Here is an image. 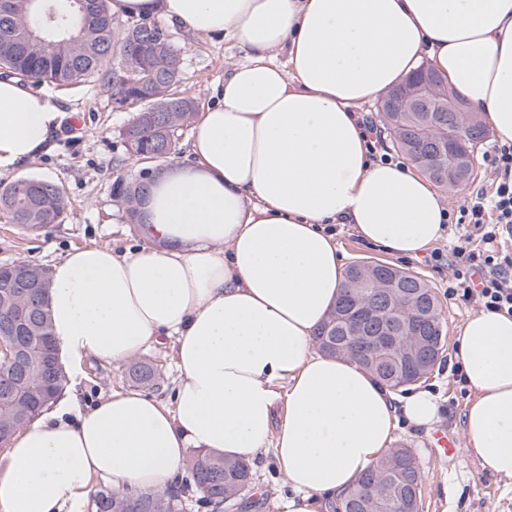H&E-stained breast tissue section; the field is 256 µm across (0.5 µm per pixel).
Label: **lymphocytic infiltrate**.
Listing matches in <instances>:
<instances>
[{
    "label": "lymphocytic infiltrate",
    "instance_id": "1",
    "mask_svg": "<svg viewBox=\"0 0 512 512\" xmlns=\"http://www.w3.org/2000/svg\"><path fill=\"white\" fill-rule=\"evenodd\" d=\"M494 190L469 195L463 205L448 210V221L464 227L447 261L449 299L483 311L512 314V250L502 241L512 237V145L495 147L491 158Z\"/></svg>",
    "mask_w": 512,
    "mask_h": 512
}]
</instances>
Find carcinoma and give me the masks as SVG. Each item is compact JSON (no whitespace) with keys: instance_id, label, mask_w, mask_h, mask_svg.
I'll return each mask as SVG.
<instances>
[{"instance_id":"obj_1","label":"carcinoma","mask_w":512,"mask_h":512,"mask_svg":"<svg viewBox=\"0 0 512 512\" xmlns=\"http://www.w3.org/2000/svg\"><path fill=\"white\" fill-rule=\"evenodd\" d=\"M86 4L94 9L84 12L79 0H11V9L0 11V70L5 75L31 77L59 86L93 77L122 104H135L138 98L151 96V111L138 112L125 129L126 145L132 155L142 159L152 153L169 156L175 150L176 139H167V133L175 135L189 123L196 104L177 91L179 78L169 76L163 58L154 56L150 32H161L162 25L140 19L136 24L143 31L118 47L112 41L113 16L107 0H86ZM30 16L38 19L37 25L28 22ZM33 30L52 38L55 47L44 51L32 43ZM117 53L131 66L127 83L114 78ZM428 71L425 66L419 68L383 99L382 118L396 146L413 162L423 157L447 160L444 165L425 170L432 181L439 185L454 181L463 186L470 179L471 157L476 145L485 139V130L477 117L452 111L459 96L448 91L443 79L428 105L419 109L409 105L405 100L407 88ZM147 189L145 173L135 180L113 184L112 195L120 201L127 223H141L132 198ZM65 207L64 193L53 180L29 176L0 185V209L9 212L13 222L25 229L37 230L57 223ZM27 266L39 268L27 262L0 264V325L32 304L36 306L30 316L32 333L42 337V342L28 352L34 369L28 397L18 402L0 399V435L15 434L47 407L40 398L43 385H49L57 396L66 381L63 371H54L47 377L41 372L43 362L53 358L55 348L48 311L50 283H45L41 295L32 302L20 296L12 301L1 296L12 287L15 271ZM378 280L400 289L389 306L377 310L374 316V323L382 328L381 335L398 337L393 349L376 338L370 325L357 321L359 310L376 303ZM424 336L442 348L441 311L432 289L402 269L361 263L348 268L343 294L314 341L324 353L349 356L383 387L395 391L416 384L434 371L437 354L426 368L413 362ZM158 376L157 368L151 364L137 363L132 367V378L138 384L154 386ZM409 457L407 448L391 449L361 474L352 489L339 496L333 512H411L409 498L413 488L421 486L422 476L418 467H407L405 460ZM186 468L185 486L195 488L212 512H239L245 507L244 494L252 479L248 462L192 450ZM180 504L181 492L175 487L163 494L114 491L97 498L98 512H179Z\"/></svg>"}]
</instances>
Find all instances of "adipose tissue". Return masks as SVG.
Listing matches in <instances>:
<instances>
[{
    "instance_id": "obj_1",
    "label": "adipose tissue",
    "mask_w": 512,
    "mask_h": 512,
    "mask_svg": "<svg viewBox=\"0 0 512 512\" xmlns=\"http://www.w3.org/2000/svg\"><path fill=\"white\" fill-rule=\"evenodd\" d=\"M112 12L223 32L247 53L199 119L191 161L149 182L154 248H77L50 271L64 359L119 363L165 336L178 381L169 405L139 391L85 411L73 395L55 402L0 452V512H82L99 479L162 491L192 449L272 451L292 491L284 512H318L386 453L399 419H438L429 391L396 399L312 348L344 284L326 225L411 258L445 234L441 194L413 162L370 160L360 109L426 60L511 143L512 0H112ZM61 117L0 78V172L48 151ZM454 350L467 451L512 479V315L468 318Z\"/></svg>"
}]
</instances>
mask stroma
<instances>
[{"mask_svg": "<svg viewBox=\"0 0 512 512\" xmlns=\"http://www.w3.org/2000/svg\"><path fill=\"white\" fill-rule=\"evenodd\" d=\"M173 41L181 53L179 91L192 98L198 110L216 101L215 90L224 74L245 58L235 41L221 34H194L171 26ZM30 89L49 97L64 113L51 139L48 152L0 172V182L25 176H39L62 185L68 205L58 223L37 231L14 224L0 210V263L32 262L52 267L68 251L90 245L122 248L151 246L141 225L126 223L124 213L112 195L117 180H131L145 168V161L132 156L124 131L136 115L133 106L117 107L112 97L101 93L94 78L62 88L30 82ZM496 143L487 135L473 158V172L466 188L441 187L445 208L457 207L471 192L491 188L489 157ZM332 234L345 265L385 262L418 275L433 289L444 324L442 361L423 378L421 388L431 390L439 403L434 429L399 426L395 447L411 449L422 472L423 512H512V480L490 472L479 459L459 451L452 457L438 456L432 442L434 430H445L462 439V414L468 390L454 376L449 362L454 354L453 337L459 325L478 309L450 300L447 263L434 262L430 252L415 258H397L364 244L350 225L331 224ZM160 370L158 386L151 395L171 402L177 371L172 341L166 340L136 353ZM129 362L106 364L94 357L82 360L78 368H67L68 386L74 387L84 404L93 405L113 392L134 390L128 374ZM254 479L245 496L253 501L249 512H282L281 503L290 494L288 478L272 453L260 454L252 463Z\"/></svg>", "mask_w": 512, "mask_h": 512, "instance_id": "obj_1", "label": "stroma"}]
</instances>
